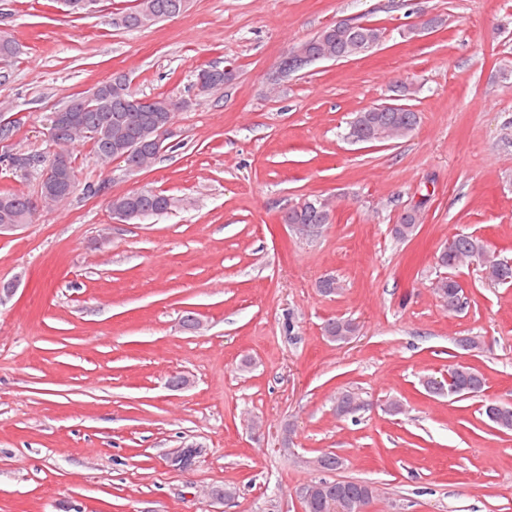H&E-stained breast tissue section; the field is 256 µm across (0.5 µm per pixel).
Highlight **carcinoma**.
<instances>
[{"mask_svg": "<svg viewBox=\"0 0 512 512\" xmlns=\"http://www.w3.org/2000/svg\"><path fill=\"white\" fill-rule=\"evenodd\" d=\"M186 7V0H138L133 10L124 15L128 29H140L159 21L179 15ZM383 38V29L367 23L353 27L330 25L314 37L299 43L294 53L313 57H329L333 60L359 55L362 50L376 47ZM20 51L15 37L8 31H0V60H11ZM177 103L163 95L141 97L135 93L123 74H116L101 83L87 95H77L61 108V112L75 118L71 132L62 134V149L70 152L78 140L92 144L93 157L101 162L120 160L125 165H137L148 169L158 159L160 152L153 141V130L174 118ZM418 113L408 108L401 112L367 109L358 112L347 125L348 138L358 137L365 142L390 141L405 136L418 124ZM130 141L141 144L140 154H125ZM72 164L63 166L57 181L40 184L39 196L34 198L21 191H0V224L29 223L31 212L37 206L50 208L64 200L60 190L69 183ZM112 215L128 221L143 215L152 217L164 214L173 207L172 197L154 190H137L116 194L108 202ZM283 220L290 224H322L330 222V207H317L306 200L288 209ZM417 223L414 213L406 212L400 217L398 228L393 230L396 239L402 241L411 236ZM484 242L469 234L455 236L438 256L437 265L452 270L466 261L484 259L485 278L495 284L512 283V267L485 258ZM435 295L441 298L443 307L450 311L460 309L464 304L463 289L450 274L438 276L432 282ZM448 373L465 391L475 395L484 391L486 378L472 367L452 365ZM490 405H485L484 414L499 430L512 431V410L499 411L496 418L490 417ZM317 488L306 503V512H326L329 499H350L354 503L351 512H367L374 497V489L365 482L340 484L334 480L320 479Z\"/></svg>", "mask_w": 512, "mask_h": 512, "instance_id": "carcinoma-1", "label": "carcinoma"}]
</instances>
